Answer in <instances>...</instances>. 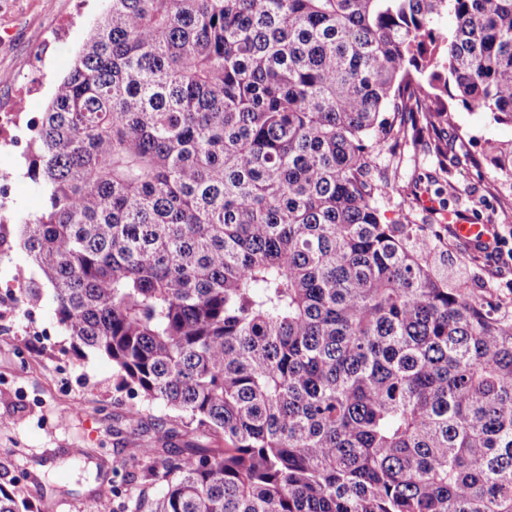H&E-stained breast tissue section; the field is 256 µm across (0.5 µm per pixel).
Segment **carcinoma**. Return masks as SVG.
<instances>
[{
    "instance_id": "1",
    "label": "carcinoma",
    "mask_w": 512,
    "mask_h": 512,
    "mask_svg": "<svg viewBox=\"0 0 512 512\" xmlns=\"http://www.w3.org/2000/svg\"><path fill=\"white\" fill-rule=\"evenodd\" d=\"M451 86L512 124V0H110L17 243L130 424L224 441L140 449L164 484L134 512H512V317L373 178L406 113L448 157ZM483 159L512 177V140ZM0 512L29 510L0 484Z\"/></svg>"
}]
</instances>
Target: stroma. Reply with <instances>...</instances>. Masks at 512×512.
Returning <instances> with one entry per match:
<instances>
[{
    "mask_svg": "<svg viewBox=\"0 0 512 512\" xmlns=\"http://www.w3.org/2000/svg\"><path fill=\"white\" fill-rule=\"evenodd\" d=\"M107 0H0V113L16 112L9 138H0V222L18 224L40 216L48 198L28 177L26 158L55 83L69 70ZM450 148L439 158L406 139L376 159V182H389L385 204L394 218L403 201L412 221L430 229L439 209L466 212L478 224L512 225V182L489 164L475 165L485 140L512 139V125L452 101ZM492 261L480 247L448 241V272L463 273L472 288L488 281L489 293L512 312V283L492 280ZM26 288L41 301H20ZM53 293L19 247L0 250V482L11 484L32 512H133L141 495L162 486L159 464L129 458L127 450L164 443L221 447L209 435L186 436L162 406L130 426L139 396L117 390L112 363L91 350L75 352L55 314Z\"/></svg>",
    "mask_w": 512,
    "mask_h": 512,
    "instance_id": "obj_1",
    "label": "stroma"
}]
</instances>
